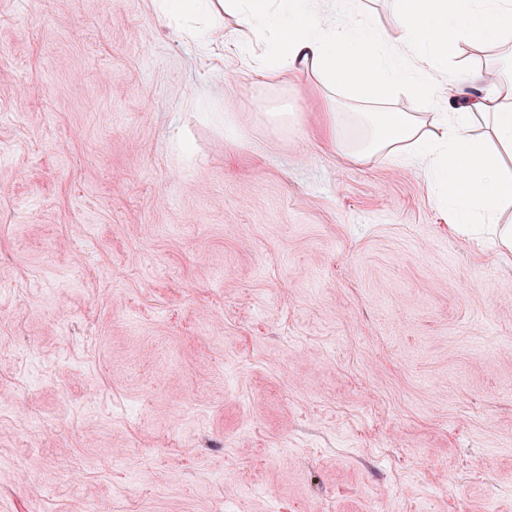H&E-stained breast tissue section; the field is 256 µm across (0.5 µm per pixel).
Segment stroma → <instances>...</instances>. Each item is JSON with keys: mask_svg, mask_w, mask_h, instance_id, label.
<instances>
[{"mask_svg": "<svg viewBox=\"0 0 512 512\" xmlns=\"http://www.w3.org/2000/svg\"><path fill=\"white\" fill-rule=\"evenodd\" d=\"M154 0H0V512H512V262Z\"/></svg>", "mask_w": 512, "mask_h": 512, "instance_id": "stroma-1", "label": "stroma"}]
</instances>
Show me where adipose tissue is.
I'll return each mask as SVG.
<instances>
[{
  "mask_svg": "<svg viewBox=\"0 0 512 512\" xmlns=\"http://www.w3.org/2000/svg\"><path fill=\"white\" fill-rule=\"evenodd\" d=\"M159 13L184 21L185 37L212 44L222 15L256 34L271 33L269 51L254 56L267 77L308 74L326 109L323 139L357 162L405 155L410 168L439 189V207L459 233L491 236L512 254V0H387L379 26L363 0H157ZM494 49L469 69L461 93L457 60L463 45ZM415 109L394 112L395 95ZM345 97L355 116L337 111Z\"/></svg>",
  "mask_w": 512,
  "mask_h": 512,
  "instance_id": "obj_1",
  "label": "adipose tissue"
}]
</instances>
